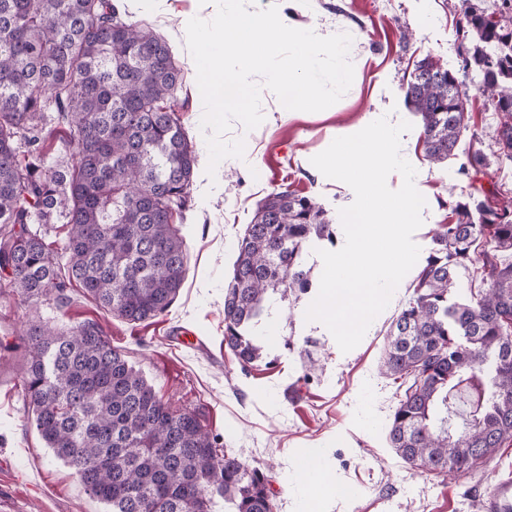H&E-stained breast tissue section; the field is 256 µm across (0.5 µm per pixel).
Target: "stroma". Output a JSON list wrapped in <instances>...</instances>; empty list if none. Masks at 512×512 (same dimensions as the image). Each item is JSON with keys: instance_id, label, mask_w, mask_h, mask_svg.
I'll list each match as a JSON object with an SVG mask.
<instances>
[{"instance_id": "35a3bbf8", "label": "stroma", "mask_w": 512, "mask_h": 512, "mask_svg": "<svg viewBox=\"0 0 512 512\" xmlns=\"http://www.w3.org/2000/svg\"><path fill=\"white\" fill-rule=\"evenodd\" d=\"M277 5L281 15L321 36L349 34L354 79L345 95L320 112L285 109L271 91L261 94L264 122L245 130L232 122L227 140L244 139L243 157L222 160L207 175L209 153L200 127L194 60L184 27L192 17L212 19L214 4L166 0L162 9L126 8L131 21L150 24L170 43L182 69L178 94L181 117L197 155L186 212L188 248L182 288L170 308L156 318L128 324L80 296L56 308L28 305L5 289L0 274V512H106L91 498L73 471L46 448L29 421L16 349L24 330L35 323L70 328L94 323L155 390L174 407L197 411L225 448L241 452L247 463L271 470L274 512H489L495 484L512 472V442L477 474L440 478L416 473L387 442V424L397 385L380 371L386 334L408 301L418 269L403 278L386 309L369 326L361 343L344 353L329 330L305 312L313 294L275 300L259 333L260 362L241 370L224 344V285L236 244L257 203L290 188L312 197L330 219L354 200L345 183L326 178L311 159L338 136L360 131L380 117L408 121L401 154L416 169V187L425 197L423 224L413 239L428 256L434 236L448 223L449 195L472 187L489 191L492 201H512V166L489 165L480 173H459L458 162L437 166L426 157L419 117L405 101L417 63L431 57L445 68L459 65L460 0H255L258 8ZM461 95L480 135L478 148L491 153L498 118L486 109L477 82L467 80ZM317 451L328 482L305 478V461ZM346 487L330 493L329 482Z\"/></svg>"}]
</instances>
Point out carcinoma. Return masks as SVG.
I'll use <instances>...</instances> for the list:
<instances>
[{
  "mask_svg": "<svg viewBox=\"0 0 512 512\" xmlns=\"http://www.w3.org/2000/svg\"><path fill=\"white\" fill-rule=\"evenodd\" d=\"M473 35L459 70L420 60L405 99L426 157L458 156L469 115L459 77L474 75L499 122L496 162L512 163V0H462ZM182 70L167 39L122 19L111 0H0V270L31 304L79 291L130 324L173 304L187 261L183 225L196 155L182 126ZM68 134L70 159L45 166V113ZM459 171H482L479 149ZM444 224L392 321L383 372L399 382L387 437L411 467L436 476L478 470L512 441V205L483 189L448 201ZM63 222L65 238L46 240ZM336 228L308 196L268 194L238 238L224 291V344L248 368L263 357L248 329L276 294L313 286L312 239ZM475 268L487 287L452 302L454 275ZM22 385L54 457L109 512H273L269 476L220 448L191 412L159 397L95 325L21 337ZM467 396L451 433L450 401Z\"/></svg>",
  "mask_w": 512,
  "mask_h": 512,
  "instance_id": "1",
  "label": "carcinoma"
}]
</instances>
